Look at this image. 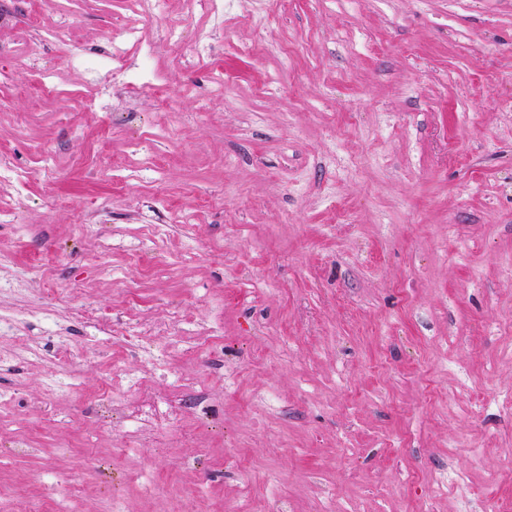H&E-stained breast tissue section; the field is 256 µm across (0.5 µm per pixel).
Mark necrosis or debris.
Segmentation results:
<instances>
[{
  "label": "necrosis or debris",
  "mask_w": 512,
  "mask_h": 512,
  "mask_svg": "<svg viewBox=\"0 0 512 512\" xmlns=\"http://www.w3.org/2000/svg\"><path fill=\"white\" fill-rule=\"evenodd\" d=\"M140 9L138 23L127 26L122 34H108L107 48L91 51L74 41L69 27L58 28L56 40L64 49L67 64L81 68L105 92L119 93L122 99H152L157 107L167 105L162 84L150 69V63L158 49H166L174 56L191 52L195 58L207 55L210 34L200 29L193 35H185L175 27H162L156 39L143 37L142 27L158 16L161 0H138ZM76 332L100 341L122 336L130 354H137L144 346L148 334L145 324L138 322L112 323L110 314L102 309L85 307L74 316ZM38 323L49 347L48 361L51 374H59L74 368L85 359L82 350L67 343L59 330V322L50 304L26 307L17 315L0 316V335L15 337L16 334ZM125 386L123 395H115V381ZM204 395L187 390L185 384L175 383L168 396L157 397L141 381L131 378L125 360H112L107 375L92 402L93 413L98 422L109 425L120 422L126 428L122 438L123 447H131L145 434H156L157 430L179 419L184 410L200 407Z\"/></svg>",
  "instance_id": "4bbe7bcc"
}]
</instances>
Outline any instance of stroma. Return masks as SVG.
<instances>
[{"mask_svg":"<svg viewBox=\"0 0 512 512\" xmlns=\"http://www.w3.org/2000/svg\"><path fill=\"white\" fill-rule=\"evenodd\" d=\"M269 3L263 27L236 0L207 62L158 51L170 111L97 114L49 34L65 19L104 44L135 0H0V152L27 174L0 184L18 217L0 312L79 282L60 325L76 304L155 324L168 368L132 373L207 396L172 424L181 445L117 453L90 401L121 338H73L88 360L51 412L44 364L0 338V487L42 512L63 495L75 512H512V0ZM36 36L57 88L41 99L23 91ZM174 308L196 323L180 342ZM212 330L227 382L197 350Z\"/></svg>","mask_w":512,"mask_h":512,"instance_id":"1","label":"stroma"}]
</instances>
